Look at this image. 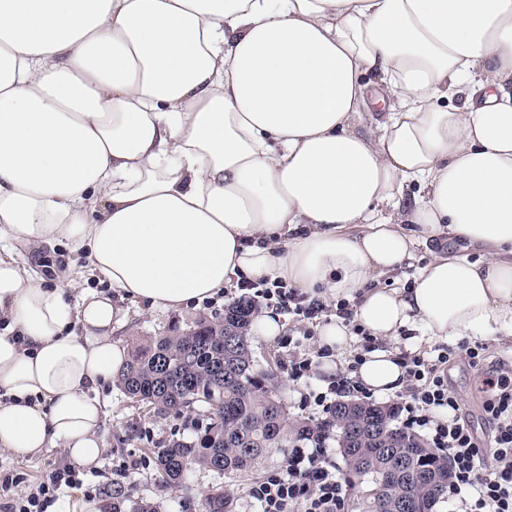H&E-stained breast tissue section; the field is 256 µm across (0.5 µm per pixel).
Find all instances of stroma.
I'll use <instances>...</instances> for the list:
<instances>
[{"label":"stroma","mask_w":512,"mask_h":512,"mask_svg":"<svg viewBox=\"0 0 512 512\" xmlns=\"http://www.w3.org/2000/svg\"><path fill=\"white\" fill-rule=\"evenodd\" d=\"M252 290L230 288L225 290L221 300L203 304L184 312L156 311L133 314L128 326L121 329L120 337L126 346L145 343L150 337L165 332L172 325L192 324L197 318L223 316L228 304L240 299H252ZM252 349L260 368L273 369L281 385V396L288 408L289 419L315 418V405L300 403L306 388L323 389L322 375H314L308 382L292 380L288 375V350L280 342H267L253 338ZM479 373L461 357L448 364V388L464 405L466 421L478 439H486L489 425L486 422L478 391ZM99 399L103 405L105 449L97 467L80 471L77 485L62 488L60 501L81 498L89 502H99L104 487L121 484L126 494L134 500L147 499L159 502L160 512H199L200 503L213 490L221 488L229 495L231 512H253L254 506L246 492L268 473L279 470L283 459L274 456L262 460L249 473L228 479L215 472L198 468L188 480L177 487L163 486L153 463L151 450L157 443L192 433L186 417L169 414L157 416L146 408L136 405L116 386L102 390ZM138 462V469H130V462ZM68 461L62 449L55 448L34 459L20 461L0 451V471H13L22 474L27 483L42 481L53 470L67 466Z\"/></svg>","instance_id":"stroma-1"}]
</instances>
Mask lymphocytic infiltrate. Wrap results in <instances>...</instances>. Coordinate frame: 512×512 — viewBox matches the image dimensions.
<instances>
[{
    "instance_id": "lymphocytic-infiltrate-1",
    "label": "lymphocytic infiltrate",
    "mask_w": 512,
    "mask_h": 512,
    "mask_svg": "<svg viewBox=\"0 0 512 512\" xmlns=\"http://www.w3.org/2000/svg\"><path fill=\"white\" fill-rule=\"evenodd\" d=\"M360 352L326 391L315 394L316 406L329 396L356 393L370 398L369 389L354 380L353 371L366 353L379 347L377 337L357 329ZM469 359L484 357V345L459 342L437 347L435 354H402L407 388L403 429L421 435L446 453L450 467L448 512H512V376L487 371L482 408L491 430L490 443L473 435L461 415L459 399L448 390L444 366L455 351ZM21 475H0V512H47L57 491L75 485V472L65 467L21 491ZM257 512H348V483L324 444L292 449L283 469L269 473L248 492Z\"/></svg>"
}]
</instances>
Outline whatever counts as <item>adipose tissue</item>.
I'll use <instances>...</instances> for the list:
<instances>
[{
  "label": "adipose tissue",
  "instance_id": "1",
  "mask_svg": "<svg viewBox=\"0 0 512 512\" xmlns=\"http://www.w3.org/2000/svg\"><path fill=\"white\" fill-rule=\"evenodd\" d=\"M444 234L482 258L378 286ZM266 280L348 303L329 378L355 324L512 337V0H0V449L95 467L130 309Z\"/></svg>",
  "mask_w": 512,
  "mask_h": 512
}]
</instances>
